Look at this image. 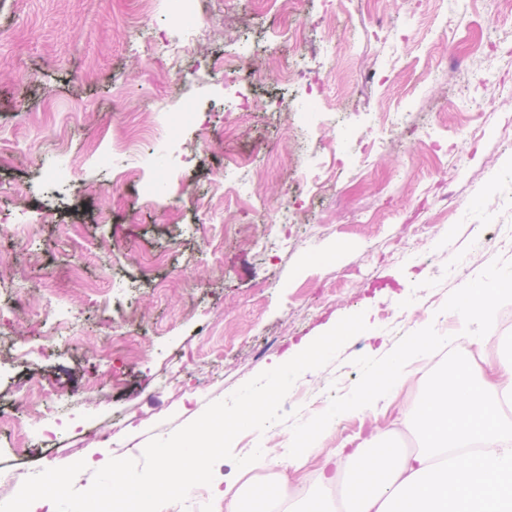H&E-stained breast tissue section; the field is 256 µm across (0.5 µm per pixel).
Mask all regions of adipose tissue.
I'll use <instances>...</instances> for the list:
<instances>
[{
	"label": "adipose tissue",
	"instance_id": "obj_1",
	"mask_svg": "<svg viewBox=\"0 0 512 512\" xmlns=\"http://www.w3.org/2000/svg\"><path fill=\"white\" fill-rule=\"evenodd\" d=\"M496 293L494 281L475 279L461 287L452 312L463 324L481 320L494 307ZM415 324L408 348L370 367L341 412H329L304 430L302 448L318 447L339 414L364 417L389 408L398 386L412 377L408 366L415 354L441 342L429 319ZM423 383L421 407L404 419L419 436L417 448L403 454L386 447L384 432L376 430L357 448L334 449L321 467L322 494L303 512H334L324 494L344 459L353 464L346 485L348 512H512V422L499 415L500 401L512 400V358L483 371L457 364ZM247 500L261 512H284L288 497L278 483L228 486L224 512H241Z\"/></svg>",
	"mask_w": 512,
	"mask_h": 512
}]
</instances>
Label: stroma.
Masks as SVG:
<instances>
[{"label": "stroma", "instance_id": "stroma-1", "mask_svg": "<svg viewBox=\"0 0 512 512\" xmlns=\"http://www.w3.org/2000/svg\"><path fill=\"white\" fill-rule=\"evenodd\" d=\"M199 36L177 57L158 44L176 26L172 13L143 12L136 0H0V138L15 149L0 164V252L25 268L28 246L40 253L38 287L27 313L0 279V405L17 416V381L54 385L73 401L87 430L113 428L108 453L140 458L154 437L195 420L260 372L284 363L343 317L365 313L367 331L327 366L298 378L282 409L311 418L307 389L323 402L348 394L359 378L355 357L385 356L416 329L415 313L435 312L434 332L451 343L512 355V286L504 285L488 328L461 334L451 303L477 275L512 268V6L506 0H300L282 26L272 0H201ZM141 30L128 34L126 23ZM258 47L238 77L278 112L243 111L224 98L216 72L240 43ZM336 45L313 124L294 112L305 93L272 77L277 67L324 72L323 45ZM388 69L391 80L367 79ZM195 107L179 130L167 112ZM136 122L142 132L116 169L96 159ZM174 138L181 154L154 155ZM72 187L46 185L60 158ZM136 180H161L171 199L138 195ZM465 203L420 223L421 207L444 192ZM301 202L295 224L277 208ZM25 207L29 237L12 215ZM275 225L285 240L261 251L243 228ZM499 241L483 254L481 236ZM158 255L150 276L140 259ZM55 297L73 320L45 318ZM51 342L25 363L23 352ZM210 368L207 394H162L154 381L177 361ZM140 419L126 426L128 417ZM402 448L417 446L393 413L341 416L329 438L296 471L268 465L265 476L216 464L214 480L241 486L285 481L288 503L307 502L327 452L372 428ZM64 434L49 444L19 445L0 425V465L53 468L86 458Z\"/></svg>", "mask_w": 512, "mask_h": 512}]
</instances>
